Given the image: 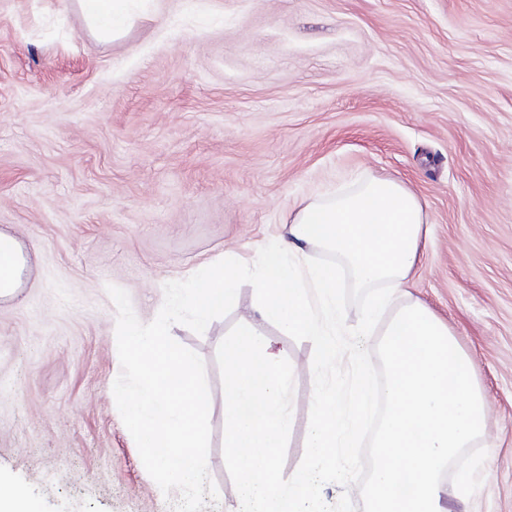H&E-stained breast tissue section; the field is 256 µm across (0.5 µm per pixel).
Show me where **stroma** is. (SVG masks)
I'll return each mask as SVG.
<instances>
[{"label": "stroma", "instance_id": "obj_1", "mask_svg": "<svg viewBox=\"0 0 512 512\" xmlns=\"http://www.w3.org/2000/svg\"><path fill=\"white\" fill-rule=\"evenodd\" d=\"M97 39L76 0H0V231L23 285L0 298V480L40 512H174L112 398L106 287L151 322L163 286L224 251L255 259L308 202L370 175L428 221L407 289L451 330L486 399L481 492L451 512H512V0H136ZM254 291L203 333L208 473L223 456L217 348ZM266 332L292 365L283 475L305 451L311 342Z\"/></svg>", "mask_w": 512, "mask_h": 512}]
</instances>
